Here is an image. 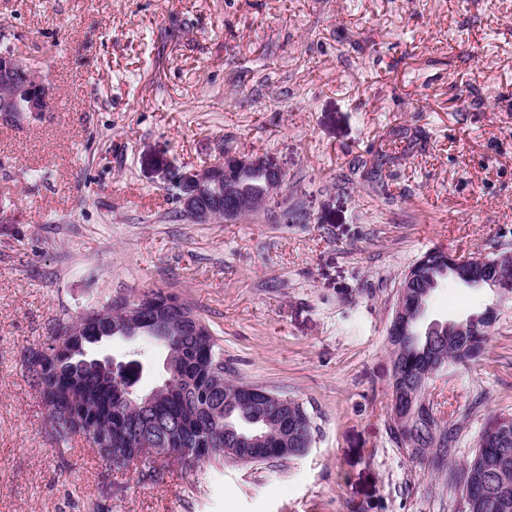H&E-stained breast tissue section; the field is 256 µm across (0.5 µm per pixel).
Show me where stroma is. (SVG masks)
<instances>
[{"instance_id":"1","label":"stroma","mask_w":512,"mask_h":512,"mask_svg":"<svg viewBox=\"0 0 512 512\" xmlns=\"http://www.w3.org/2000/svg\"><path fill=\"white\" fill-rule=\"evenodd\" d=\"M54 108L0 123V512H460L391 442L388 328L433 249L512 245V0H0V51ZM280 170L232 223L181 217L179 178L225 151ZM161 288L236 380L301 403L300 459L110 471L51 447L24 359L55 320ZM499 303L487 352L430 383L440 418L512 415V299L445 283L457 318Z\"/></svg>"}]
</instances>
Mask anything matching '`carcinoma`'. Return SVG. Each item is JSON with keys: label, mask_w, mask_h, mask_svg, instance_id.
Returning a JSON list of instances; mask_svg holds the SVG:
<instances>
[{"label": "carcinoma", "mask_w": 512, "mask_h": 512, "mask_svg": "<svg viewBox=\"0 0 512 512\" xmlns=\"http://www.w3.org/2000/svg\"><path fill=\"white\" fill-rule=\"evenodd\" d=\"M250 198H263L264 175L259 171L244 178ZM448 278V264L441 262L432 269V276L417 281L416 294L424 297L430 306L439 284ZM143 317L148 331L158 332L170 339L167 353L177 373L175 384L167 394L152 406H140L136 386L129 385L132 376L116 379L93 366H82L69 356L83 344L86 333L97 331L109 334L122 325L123 318L113 311L109 301L97 308L96 315L79 317L71 322H56L48 346L34 353L37 361L26 358L25 367L33 388L47 409L49 436L55 450L63 455L70 439L76 434L91 435L90 447L115 472L126 471L133 460L132 430L151 432L164 422L180 425L181 433L192 437L201 431H210L219 423L227 427L219 447H228V437L265 434L260 444L265 461L284 459L278 452L282 447V420L270 414L267 408L244 398L248 384L224 375V391H212L209 373L215 366L224 368L223 354L218 350L210 330L194 318L191 310L163 289L142 293ZM488 332L477 331L473 336H455L448 320H432L420 316L409 322L404 344L396 350L395 359L403 374L402 380H392L391 396L401 403V420L387 415L391 441L410 460L422 461L442 477L451 488L466 494L465 473L471 480H480L472 486L471 512H512V436L505 438L494 424L501 416L487 420L479 434L477 448L461 467H456L461 424L442 422L445 428L443 443L433 446L430 423L419 411L427 401V391L407 388L406 378L422 372L437 375L453 365H467L482 358ZM288 424L298 419L308 423L315 433L313 421L302 404L290 399Z\"/></svg>", "instance_id": "cac0c4a2"}]
</instances>
